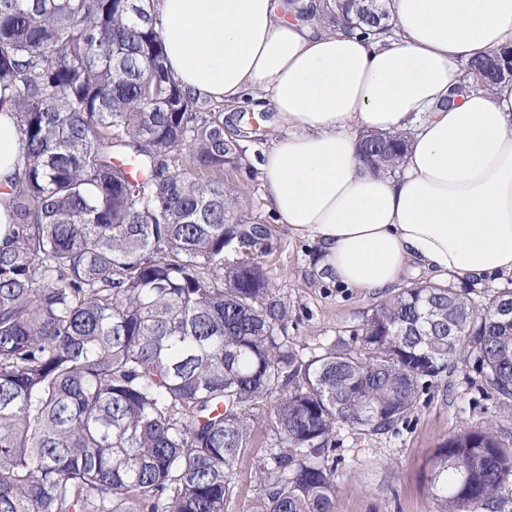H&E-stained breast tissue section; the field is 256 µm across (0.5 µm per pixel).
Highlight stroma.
I'll return each mask as SVG.
<instances>
[{
    "label": "stroma",
    "instance_id": "35a3bbf8",
    "mask_svg": "<svg viewBox=\"0 0 512 512\" xmlns=\"http://www.w3.org/2000/svg\"><path fill=\"white\" fill-rule=\"evenodd\" d=\"M224 131L237 139L247 168L234 176L241 218L269 225L273 249L263 256L271 286L288 304V335L297 348L313 349L349 338L384 301L383 293L344 288L317 270V245L293 233L270 211L257 170L264 150L280 134L270 110L248 104H214ZM472 350H459L447 374L433 380L424 402L395 432L373 435L341 430L337 436V490L332 512H435L427 489L429 461L448 436L496 419L502 435L512 438V413L480 389ZM282 396L275 389L247 409L251 436L234 466V488L224 512H253L261 495L259 469L272 448L273 408Z\"/></svg>",
    "mask_w": 512,
    "mask_h": 512
}]
</instances>
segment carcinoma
Listing matches in <instances>:
<instances>
[{
	"label": "carcinoma",
	"mask_w": 512,
	"mask_h": 512,
	"mask_svg": "<svg viewBox=\"0 0 512 512\" xmlns=\"http://www.w3.org/2000/svg\"><path fill=\"white\" fill-rule=\"evenodd\" d=\"M313 0L309 18L364 35L385 14ZM155 0H0V111L15 115V223L0 243V512H224L251 434L246 409L273 389L276 441L254 512H332L336 430L390 431L461 347L482 389L512 409V323L447 285L381 303L350 340L303 360L287 303L237 242L271 233L235 218L242 169L224 122L166 66ZM468 66L448 104L500 84ZM405 135L365 138L397 168ZM437 512L491 509L512 483L497 422L431 458Z\"/></svg>",
	"instance_id": "cac0c4a2"
}]
</instances>
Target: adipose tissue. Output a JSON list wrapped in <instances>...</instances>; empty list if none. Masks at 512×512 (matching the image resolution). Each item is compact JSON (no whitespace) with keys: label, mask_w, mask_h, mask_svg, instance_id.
Wrapping results in <instances>:
<instances>
[{"label":"adipose tissue","mask_w":512,"mask_h":512,"mask_svg":"<svg viewBox=\"0 0 512 512\" xmlns=\"http://www.w3.org/2000/svg\"><path fill=\"white\" fill-rule=\"evenodd\" d=\"M299 0H157L183 88L271 109L283 139L259 163L282 223L319 242L317 269L385 290L408 263L434 277L512 274V83L448 101L468 61L512 46V0H391L365 37L302 18ZM363 131L404 132L395 175L371 170ZM20 145L0 113V240Z\"/></svg>","instance_id":"adipose-tissue-1"}]
</instances>
